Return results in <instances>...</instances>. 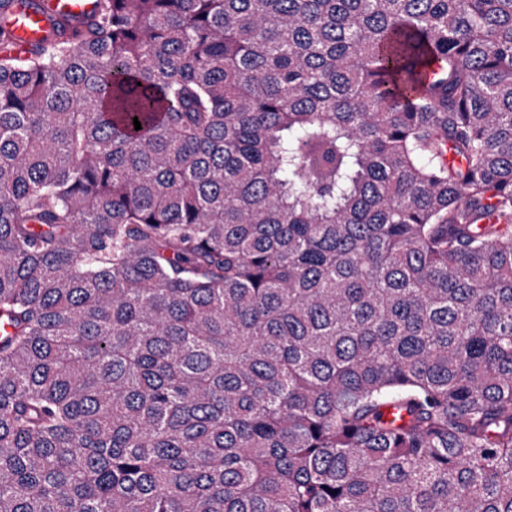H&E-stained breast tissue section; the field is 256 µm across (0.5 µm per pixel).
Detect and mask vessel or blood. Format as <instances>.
<instances>
[{"label": "vessel or blood", "mask_w": 512, "mask_h": 512, "mask_svg": "<svg viewBox=\"0 0 512 512\" xmlns=\"http://www.w3.org/2000/svg\"><path fill=\"white\" fill-rule=\"evenodd\" d=\"M14 16L12 51L25 57L38 46L53 23L79 26L96 8L97 0H33L31 7H20L16 0H4Z\"/></svg>", "instance_id": "1"}]
</instances>
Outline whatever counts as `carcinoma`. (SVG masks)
<instances>
[{
    "label": "carcinoma",
    "instance_id": "carcinoma-1",
    "mask_svg": "<svg viewBox=\"0 0 512 512\" xmlns=\"http://www.w3.org/2000/svg\"><path fill=\"white\" fill-rule=\"evenodd\" d=\"M0 322V512H512V0L0 53Z\"/></svg>",
    "mask_w": 512,
    "mask_h": 512
}]
</instances>
